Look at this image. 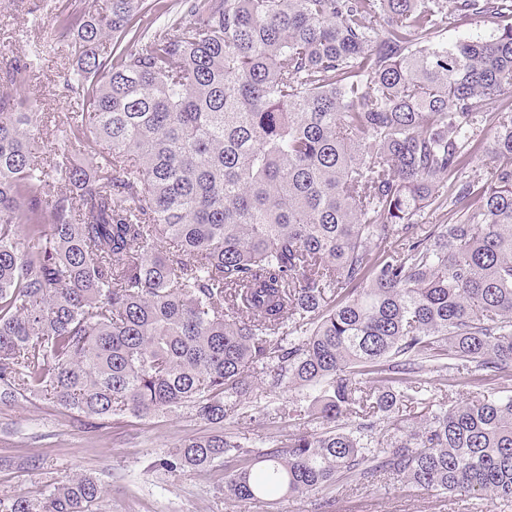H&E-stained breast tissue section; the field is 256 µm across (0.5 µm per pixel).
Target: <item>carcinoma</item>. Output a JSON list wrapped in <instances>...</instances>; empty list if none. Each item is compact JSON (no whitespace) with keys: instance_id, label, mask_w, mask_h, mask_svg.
Listing matches in <instances>:
<instances>
[{"instance_id":"cac0c4a2","label":"carcinoma","mask_w":512,"mask_h":512,"mask_svg":"<svg viewBox=\"0 0 512 512\" xmlns=\"http://www.w3.org/2000/svg\"><path fill=\"white\" fill-rule=\"evenodd\" d=\"M78 0L66 148L32 152L33 67L0 70V401L210 425L153 467L224 466L240 501L389 474L512 502V393L433 404L427 373L512 371V0ZM482 18L487 37L434 40ZM492 133L479 188L449 182ZM66 189L44 194L51 178ZM446 224H419L422 209ZM301 388L319 434L224 432ZM374 376L366 389L359 376ZM394 417L375 439L378 414ZM93 475L0 512H99Z\"/></svg>"}]
</instances>
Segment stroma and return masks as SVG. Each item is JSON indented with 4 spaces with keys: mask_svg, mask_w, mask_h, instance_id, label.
<instances>
[{
    "mask_svg": "<svg viewBox=\"0 0 512 512\" xmlns=\"http://www.w3.org/2000/svg\"><path fill=\"white\" fill-rule=\"evenodd\" d=\"M73 2L0 0V69L16 58H33V77L23 97L27 107L41 115L42 134L34 148L43 154L66 143L64 115L73 107L66 80L77 57L71 46L53 51L49 44L58 16L69 12ZM424 380L434 400L445 397L454 405L489 384L479 372L428 374ZM299 397L294 388L262 394L265 420L256 423L233 415L224 426L239 438L271 448L291 434L321 431L319 419L311 416L278 418L280 403ZM208 431V424L185 408L150 419L125 416L100 424L47 403L0 402V497L24 493L40 498L73 476L90 474L104 487L103 512H318L309 498L272 504L228 498L217 473L174 477L154 469V461L184 438ZM334 496L333 512H512L509 503L412 491L385 474L371 486L344 484Z\"/></svg>",
    "mask_w": 512,
    "mask_h": 512,
    "instance_id": "obj_1",
    "label": "stroma"
}]
</instances>
